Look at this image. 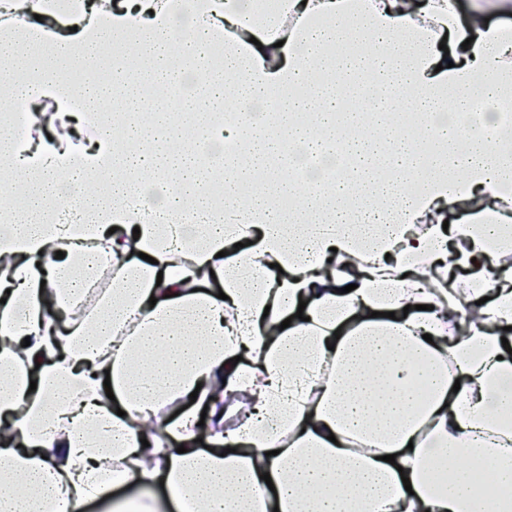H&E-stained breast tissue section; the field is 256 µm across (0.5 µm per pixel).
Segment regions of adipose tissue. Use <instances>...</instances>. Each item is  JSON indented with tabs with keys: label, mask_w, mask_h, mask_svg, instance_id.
<instances>
[{
	"label": "adipose tissue",
	"mask_w": 512,
	"mask_h": 512,
	"mask_svg": "<svg viewBox=\"0 0 512 512\" xmlns=\"http://www.w3.org/2000/svg\"><path fill=\"white\" fill-rule=\"evenodd\" d=\"M492 12L512 0L465 21L458 0H0V101L29 102L0 113V196L24 198L0 224V512L130 483L180 512H512L468 470L512 487V141L486 117L512 111V27ZM107 58L111 88L72 86ZM200 128L233 152L204 163ZM291 145L355 162L312 192Z\"/></svg>",
	"instance_id": "ef3b65f1"
}]
</instances>
